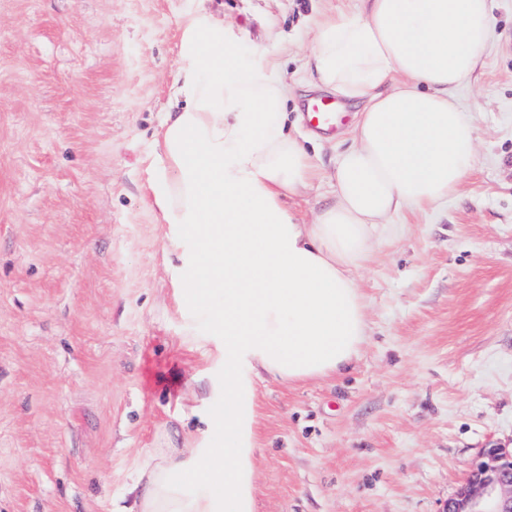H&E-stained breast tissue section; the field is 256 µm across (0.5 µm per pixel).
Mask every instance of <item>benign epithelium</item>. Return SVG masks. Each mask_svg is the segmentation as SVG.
<instances>
[{
	"mask_svg": "<svg viewBox=\"0 0 512 512\" xmlns=\"http://www.w3.org/2000/svg\"><path fill=\"white\" fill-rule=\"evenodd\" d=\"M444 512H512V448L484 449Z\"/></svg>",
	"mask_w": 512,
	"mask_h": 512,
	"instance_id": "obj_1",
	"label": "benign epithelium"
}]
</instances>
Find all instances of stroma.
Returning <instances> with one entry per match:
<instances>
[{"label": "stroma", "mask_w": 512, "mask_h": 512, "mask_svg": "<svg viewBox=\"0 0 512 512\" xmlns=\"http://www.w3.org/2000/svg\"><path fill=\"white\" fill-rule=\"evenodd\" d=\"M242 62L288 41V128L323 169L300 69L359 0H220ZM458 92L476 161L393 217L359 273L367 341L338 375L256 384L257 512H443L512 448V0ZM190 0H0V512L133 508L156 448L203 447L218 337L188 334L147 188Z\"/></svg>", "instance_id": "stroma-1"}]
</instances>
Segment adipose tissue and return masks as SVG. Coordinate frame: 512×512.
<instances>
[{
	"instance_id": "ef3b65f1",
	"label": "adipose tissue",
	"mask_w": 512,
	"mask_h": 512,
	"mask_svg": "<svg viewBox=\"0 0 512 512\" xmlns=\"http://www.w3.org/2000/svg\"><path fill=\"white\" fill-rule=\"evenodd\" d=\"M491 31L489 0H361L353 16L320 22L309 75L361 105L353 145L325 175L286 130L278 58L241 64L197 0L149 189L185 324L223 340L224 407L209 418V448H163L142 469L138 512H255L254 383L327 377L358 358L357 271L387 218L448 198L474 165L457 92ZM322 180L334 200L302 223L287 201Z\"/></svg>"
}]
</instances>
